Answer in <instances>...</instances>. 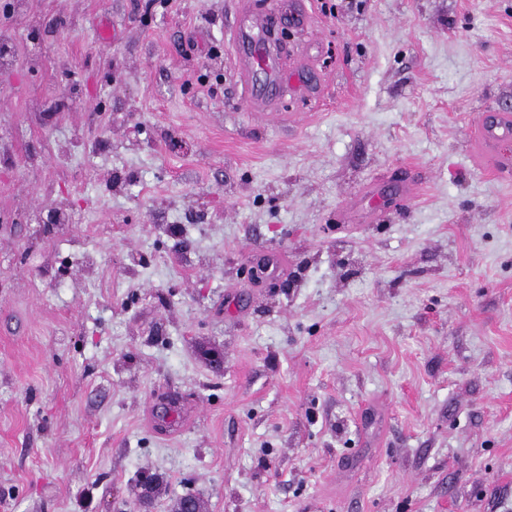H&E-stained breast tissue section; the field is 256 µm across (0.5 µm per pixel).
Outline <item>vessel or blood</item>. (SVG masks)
I'll list each match as a JSON object with an SVG mask.
<instances>
[{
  "label": "vessel or blood",
  "mask_w": 512,
  "mask_h": 512,
  "mask_svg": "<svg viewBox=\"0 0 512 512\" xmlns=\"http://www.w3.org/2000/svg\"><path fill=\"white\" fill-rule=\"evenodd\" d=\"M278 14L296 24L308 19L306 7H295L292 0H272L265 14H254L248 27L233 30L238 72L242 79L239 108L244 112L273 111L271 89L287 85L293 75L306 68L304 57L269 51L261 36L271 14ZM470 149L484 157L487 170L501 174L512 170V111L487 108L474 123Z\"/></svg>",
  "instance_id": "obj_1"
}]
</instances>
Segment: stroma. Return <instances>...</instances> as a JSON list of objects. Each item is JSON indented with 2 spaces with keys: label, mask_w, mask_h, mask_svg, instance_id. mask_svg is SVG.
Listing matches in <instances>:
<instances>
[{
  "label": "stroma",
  "mask_w": 512,
  "mask_h": 512,
  "mask_svg": "<svg viewBox=\"0 0 512 512\" xmlns=\"http://www.w3.org/2000/svg\"><path fill=\"white\" fill-rule=\"evenodd\" d=\"M239 2L0 0V504L512 512V0H308L265 118ZM509 109L487 108L474 123L470 150L486 159L485 168L496 176L512 167V113Z\"/></svg>",
  "instance_id": "35a3bbf8"
}]
</instances>
